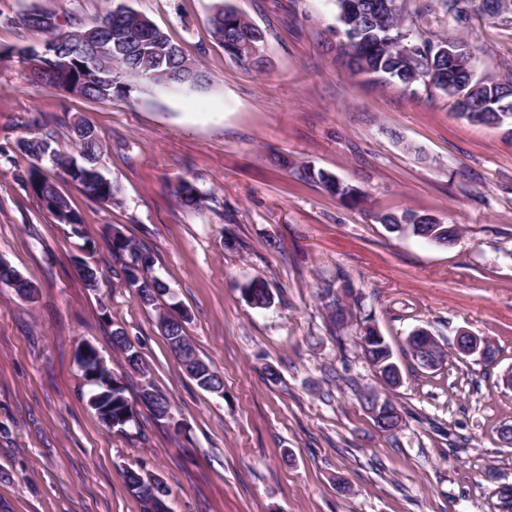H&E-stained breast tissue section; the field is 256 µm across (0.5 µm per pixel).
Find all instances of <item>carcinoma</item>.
Here are the masks:
<instances>
[{
  "instance_id": "cac0c4a2",
  "label": "carcinoma",
  "mask_w": 512,
  "mask_h": 512,
  "mask_svg": "<svg viewBox=\"0 0 512 512\" xmlns=\"http://www.w3.org/2000/svg\"><path fill=\"white\" fill-rule=\"evenodd\" d=\"M406 0H336L337 19L346 39L342 54L349 70L356 74H376L387 81H396L405 88L416 84L432 87L453 99L461 117L476 125L494 126L512 114V75L502 79L478 78L474 74L472 53L468 44L455 47L462 53V62L448 58L439 49L456 42L453 37L427 36L422 28L406 25L404 15ZM439 6L457 27H462L472 16L481 13L498 18L512 13V4L504 8V0H440ZM22 25L37 29L47 36L61 33L54 17L37 10L22 16ZM210 33L234 58L258 65L264 52L262 31L234 10L220 4L210 17ZM70 39L59 46L55 56L28 57L23 48H16L17 57L27 61L37 82L51 87H62L83 97L109 101L114 97L127 98L138 85H165L169 83L196 85L206 81L204 71L181 51L172 52L176 42L147 18L131 10L125 0H108L106 12L69 30ZM74 136L79 158H64L52 147L47 136L34 135L21 140L20 150L30 160L27 185L38 200L59 224L70 227L71 234L83 236L79 216L72 209L68 196L61 191L56 179L45 173L44 162L50 161L60 169L59 177L70 181L86 194L101 202H114L118 187L103 163L102 146L93 125L79 121L74 126ZM301 177L321 185L327 193L349 205L362 202V191L324 170L306 166ZM180 203L195 209L203 197L192 182L183 179L176 189ZM379 223L393 232L409 231L417 237L440 242L457 240L459 229L455 224H442L433 216L413 211L400 214L382 212ZM112 255L120 260V279L125 287L143 305L153 306L159 297L170 293L167 284L152 274L154 259L139 245L122 233L108 239ZM0 282L13 289L17 295L31 299L35 287L16 269L0 261ZM245 300L256 308L271 303V294L265 280L254 278L243 288ZM325 306L331 310L334 324L347 323V313L337 293L326 288L322 293ZM171 348L181 345L191 355L196 350L185 335L183 321L172 319L163 326ZM360 337L367 348L362 350L370 364L376 366L380 377L388 386L399 383L400 370L393 361V352L384 336L370 326L363 327ZM409 354L414 361L429 351L444 360L445 352L440 344L430 341L423 334L409 336ZM112 344L122 353L123 360L146 378L148 370L139 351L128 340L124 329L112 332ZM82 375L92 387L89 403L97 416L108 428L124 433L126 427L136 423L128 415L130 399L126 396L125 383L118 382L112 368L101 363L90 353L79 361ZM187 375L197 385L212 391L224 386L221 376L205 362L193 363L185 368ZM155 392L154 400L147 409L157 420L171 412L167 397L153 384L143 383L141 390ZM155 477L139 471L126 476L131 492L145 503L146 512L153 510L151 484Z\"/></svg>"
}]
</instances>
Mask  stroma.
I'll use <instances>...</instances> for the list:
<instances>
[{
	"label": "stroma",
	"instance_id": "stroma-1",
	"mask_svg": "<svg viewBox=\"0 0 512 512\" xmlns=\"http://www.w3.org/2000/svg\"><path fill=\"white\" fill-rule=\"evenodd\" d=\"M219 1L264 31V69L211 38ZM126 3L184 47L207 86L96 101L37 84L10 54L45 39L22 14L37 8L71 26L106 0H0V260L37 288L24 300L0 285V512H144L130 469L164 480L169 512H512V444L501 439L512 426V119L474 125L439 91L350 72L335 0ZM421 27L463 36L478 75L512 74V26L477 16L459 29L436 9ZM81 118L121 195L105 204L62 182L77 238L31 193L18 144L46 133L76 156ZM305 165L359 186L364 202L301 179ZM183 179L201 208L178 202ZM406 210L459 225L458 241L399 236L375 220ZM114 228L152 254L172 289L159 307L116 279ZM80 259L103 271L98 290L80 279ZM256 277L273 295L268 308L242 295ZM346 283L350 317L338 331L320 295ZM173 305L188 312L186 334L223 375V395L202 390L171 351L158 314ZM367 322L394 350L398 388L361 354ZM118 327L172 421L141 407L123 435L90 407L78 352L92 344L119 369ZM418 329L447 354L435 369L407 352ZM463 331L488 339L494 361L457 355ZM370 391L396 404L394 433L365 410Z\"/></svg>",
	"mask_w": 512,
	"mask_h": 512
}]
</instances>
